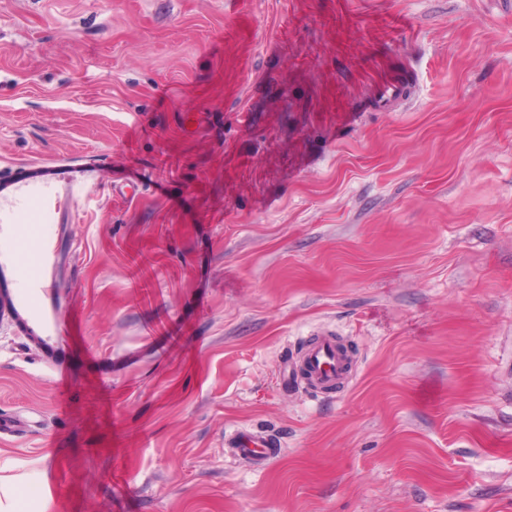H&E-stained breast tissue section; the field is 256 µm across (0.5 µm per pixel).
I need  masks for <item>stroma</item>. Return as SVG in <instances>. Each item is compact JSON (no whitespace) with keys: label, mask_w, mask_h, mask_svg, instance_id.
I'll return each mask as SVG.
<instances>
[{"label":"stroma","mask_w":512,"mask_h":512,"mask_svg":"<svg viewBox=\"0 0 512 512\" xmlns=\"http://www.w3.org/2000/svg\"><path fill=\"white\" fill-rule=\"evenodd\" d=\"M77 154L112 173L59 274L66 395L0 322L27 496L512 512V0H0V171ZM323 332L349 386H280ZM227 444L240 459L253 462L270 459L277 452L269 434L250 429L238 430L228 438Z\"/></svg>","instance_id":"stroma-1"}]
</instances>
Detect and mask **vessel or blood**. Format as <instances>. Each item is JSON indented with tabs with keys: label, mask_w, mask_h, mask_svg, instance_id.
I'll use <instances>...</instances> for the list:
<instances>
[{
	"label": "vessel or blood",
	"mask_w": 512,
	"mask_h": 512,
	"mask_svg": "<svg viewBox=\"0 0 512 512\" xmlns=\"http://www.w3.org/2000/svg\"><path fill=\"white\" fill-rule=\"evenodd\" d=\"M94 181L89 161L76 157L30 161L0 176V321L13 324L62 381L71 326L54 302L63 263L61 226L76 218L80 200L91 198ZM346 375L347 356L335 337L315 336L299 357L288 359L283 379L329 392ZM227 444L253 462L276 453L270 435L256 430H239Z\"/></svg>",
	"instance_id": "obj_1"
}]
</instances>
